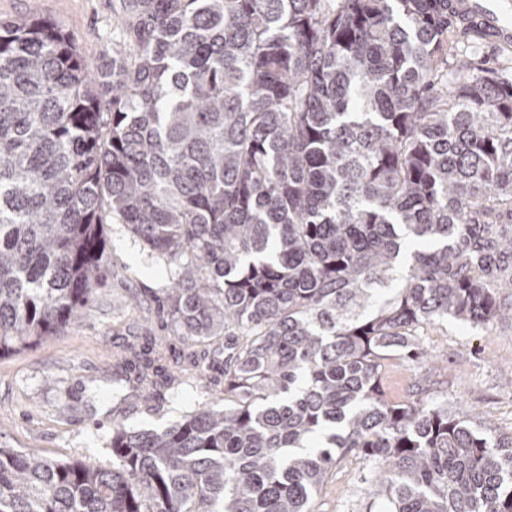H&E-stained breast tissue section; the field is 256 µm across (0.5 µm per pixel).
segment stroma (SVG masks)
I'll return each mask as SVG.
<instances>
[{"label":"stroma","instance_id":"1","mask_svg":"<svg viewBox=\"0 0 512 512\" xmlns=\"http://www.w3.org/2000/svg\"><path fill=\"white\" fill-rule=\"evenodd\" d=\"M120 0H0V19L37 15L60 23L91 61L110 60L123 39ZM114 276L97 292L81 322L42 345L0 359V445L36 448L58 459H112V405L88 406L84 379L112 386L118 347L152 332L165 335L162 297L169 267L152 257L124 225L104 227ZM425 347L441 361L432 390L449 412H466L497 433L512 435V319L474 326L456 319L420 328ZM370 464L340 457L315 501L316 512H368Z\"/></svg>","mask_w":512,"mask_h":512}]
</instances>
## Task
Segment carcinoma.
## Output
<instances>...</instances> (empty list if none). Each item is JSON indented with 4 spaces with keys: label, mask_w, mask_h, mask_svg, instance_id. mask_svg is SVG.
I'll return each mask as SVG.
<instances>
[{
    "label": "carcinoma",
    "mask_w": 512,
    "mask_h": 512,
    "mask_svg": "<svg viewBox=\"0 0 512 512\" xmlns=\"http://www.w3.org/2000/svg\"><path fill=\"white\" fill-rule=\"evenodd\" d=\"M96 66L0 21V358L77 322L118 220L178 266L112 371V464L0 448V512H314L362 451L390 512H512V436L382 369L512 318V68L448 0H122ZM455 78L448 81V68ZM181 422L137 429L184 386ZM421 364L393 360L385 370V385L388 394L401 400L408 397Z\"/></svg>",
    "instance_id": "cac0c4a2"
}]
</instances>
